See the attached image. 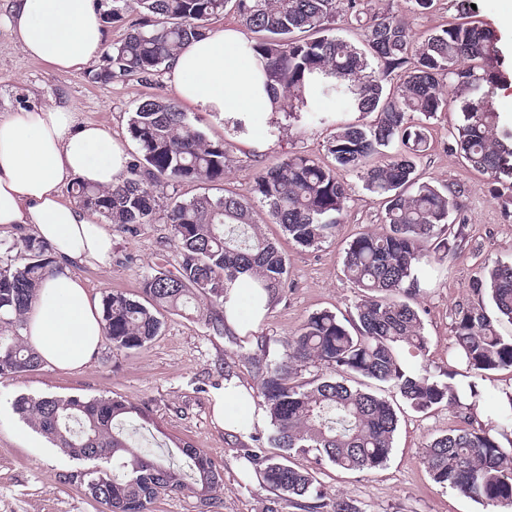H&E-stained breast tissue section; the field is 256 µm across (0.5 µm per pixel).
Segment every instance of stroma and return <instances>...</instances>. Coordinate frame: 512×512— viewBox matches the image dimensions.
<instances>
[{"label": "stroma", "mask_w": 512, "mask_h": 512, "mask_svg": "<svg viewBox=\"0 0 512 512\" xmlns=\"http://www.w3.org/2000/svg\"><path fill=\"white\" fill-rule=\"evenodd\" d=\"M473 2L476 20L498 39L507 80L497 89L494 102L508 125L512 123V33L503 30L498 21L504 3ZM372 5L391 7L420 35L457 15L452 0H437L434 10L426 15L415 14L411 0H372ZM8 7L9 0H0V110L64 100L80 119L105 125L127 153H135L129 120L139 102L150 96L169 101L175 98L164 72L146 80L130 77L96 83L91 76L104 65L101 53L82 73L56 71L21 51L3 20ZM317 104L329 116V123H316L306 115L291 121L281 112L259 113L248 136L242 139L229 137L223 122L211 114L191 111L194 123L208 139L225 141L231 163L223 183L172 184L165 188V196H220L228 189L247 196L262 167L290 154L326 160V145L336 133L333 117L340 115L354 123L362 122L363 117L345 111L341 102L331 98L318 99ZM458 120L455 111L428 120L429 148L418 165L423 180L460 181L469 189L467 237L462 249L445 257L431 256L418 271L419 291L413 302L422 313L428 344L416 362L434 372L449 366L452 323L458 307L474 299L472 280L492 261H512V216L505 215L486 176L448 150V132ZM275 126L281 129L276 136L271 133ZM349 181L353 192L342 224L334 236L315 247L304 248L289 241L279 226L272 224L266 209L257 208L259 230L278 239L288 259L289 274L258 325L249 328L248 339L214 332L208 318L221 308L201 298L195 308L165 314L160 333L143 347L117 351L103 344L82 372L45 365L24 376L0 375V512H99V505L85 487L66 478L67 473L80 469V462L54 448L13 408L21 396L73 395L120 396L146 406L148 422L135 418L128 428L147 454H162L164 446L183 441L206 453L223 475L213 512H300L295 503L269 491L246 460L247 454L257 449L258 439L267 437L271 429L263 407H256V419L246 431L235 433L215 423L212 396L228 378L250 395H257L259 381L253 358L275 360L283 340L295 335L313 313L330 311L340 318L353 314L357 290L343 272L345 248L357 233L381 231L383 224L377 198L357 176H350ZM177 258L176 243L160 210L154 223L140 225L136 232L113 228L111 261L94 268L79 267L75 273L99 296L118 291L136 297L144 278L158 268L172 267ZM374 390L393 404L398 415L393 450L383 467L342 472L328 466L314 467L308 455L298 454L292 459L297 467L315 468L325 503L344 498L359 512H485L482 504L435 484L421 461L429 441L456 426L453 412L444 405L417 412L404 404L395 389L378 384Z\"/></svg>", "instance_id": "35a3bbf8"}]
</instances>
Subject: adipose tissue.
<instances>
[{
    "label": "adipose tissue",
    "instance_id": "adipose-tissue-1",
    "mask_svg": "<svg viewBox=\"0 0 512 512\" xmlns=\"http://www.w3.org/2000/svg\"><path fill=\"white\" fill-rule=\"evenodd\" d=\"M7 26L23 52L50 67L80 72L106 40L94 0H13ZM167 82L186 108L218 115L274 111L245 36L213 28L168 64ZM128 155L103 125L81 121L72 108L43 105L0 114V229L29 230L51 245L60 267L28 311L23 336L48 365L79 372L104 342L99 303L76 266L112 256V232L93 220L62 189L79 180L101 187L118 182ZM222 428L240 432L254 420L252 399L235 382L213 396Z\"/></svg>",
    "mask_w": 512,
    "mask_h": 512
}]
</instances>
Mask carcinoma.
<instances>
[{
  "mask_svg": "<svg viewBox=\"0 0 512 512\" xmlns=\"http://www.w3.org/2000/svg\"><path fill=\"white\" fill-rule=\"evenodd\" d=\"M455 7V21L421 37L390 8H370L365 0H112L106 10L114 22L131 8L139 19L112 45L106 66L91 76L96 82L155 75L205 33L206 22L229 9L256 34L249 48L263 63L267 83L282 89L288 115L311 112L323 120L314 92L343 100L350 112L375 115L370 126L336 123L326 145L333 163L291 154L261 169L252 186L273 223L303 247L318 245L340 224L352 185L339 171L361 174L366 189L384 200V230L359 233L345 251L344 271L359 290L353 318L315 313L277 360L254 361L272 426L267 444L276 452L252 454L249 461L274 494L298 501L304 512H320L323 493L312 472L289 465L292 454L311 453L318 465L362 472L382 467L392 452L396 410L353 379L395 387L416 412L452 408L460 426L423 451L430 477L487 506L512 505V392L496 418L482 424L473 416L480 380L512 368V336L503 335L486 310L489 303L512 320V263L485 267L471 284L477 300L455 313L449 351L471 377L470 403L460 399L455 372L433 374L406 360L427 346L406 284L418 283L428 248L447 255L466 240L465 184L417 178L416 159L428 143L424 120L459 108L448 150L488 176L504 206L512 204V128L500 125L494 105L506 80L498 40L472 19L470 0H455ZM343 22L357 24L361 43L336 34ZM413 114L422 121L409 120ZM129 130L138 151L121 180L110 188L73 187L89 213L131 232L151 223L168 184L224 181L226 145L208 140L174 103L143 99ZM167 223L179 248L176 272L145 278L142 302L118 292L103 300L105 340L115 350L150 342L164 311H183L200 297L224 308L244 283L257 309L287 281L282 250L254 231L252 207L236 192L173 200ZM18 246L23 261L0 265V323L23 320L38 289L57 272L47 243L24 237ZM42 364L20 337L0 336L1 375H24ZM311 366L324 372L299 380ZM15 411L66 456L89 464L66 479L85 485L103 512H148L159 495L186 492L213 507L209 494L223 476L210 458L188 442L176 444L182 467L139 451L121 424L144 421L146 413L126 399L22 397Z\"/></svg>",
  "mask_w": 512,
  "mask_h": 512,
  "instance_id": "1",
  "label": "carcinoma"
}]
</instances>
